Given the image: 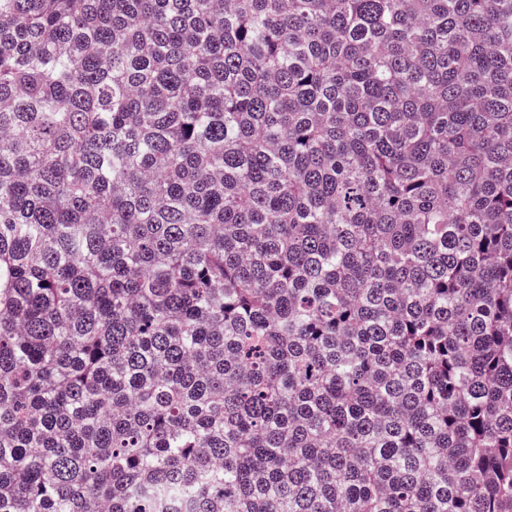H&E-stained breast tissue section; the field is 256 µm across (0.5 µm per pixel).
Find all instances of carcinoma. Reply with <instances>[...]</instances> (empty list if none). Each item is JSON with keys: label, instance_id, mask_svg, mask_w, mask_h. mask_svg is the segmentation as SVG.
<instances>
[{"label": "carcinoma", "instance_id": "cac0c4a2", "mask_svg": "<svg viewBox=\"0 0 512 512\" xmlns=\"http://www.w3.org/2000/svg\"><path fill=\"white\" fill-rule=\"evenodd\" d=\"M0 512H512V0H0Z\"/></svg>", "mask_w": 512, "mask_h": 512}]
</instances>
